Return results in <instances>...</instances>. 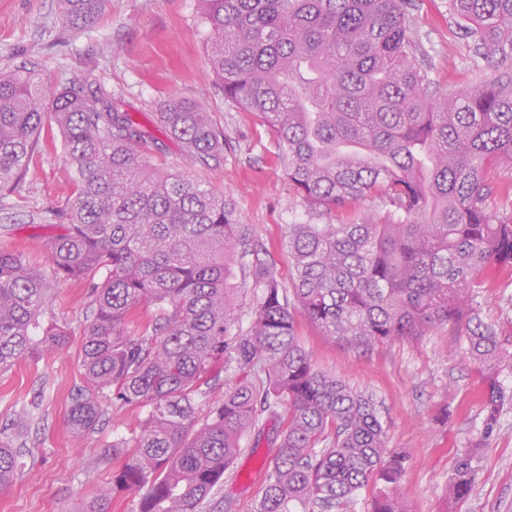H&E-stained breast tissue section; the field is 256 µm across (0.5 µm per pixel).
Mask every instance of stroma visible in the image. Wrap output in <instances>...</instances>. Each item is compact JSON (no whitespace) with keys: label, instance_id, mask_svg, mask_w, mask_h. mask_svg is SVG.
I'll use <instances>...</instances> for the list:
<instances>
[{"label":"stroma","instance_id":"stroma-1","mask_svg":"<svg viewBox=\"0 0 512 512\" xmlns=\"http://www.w3.org/2000/svg\"><path fill=\"white\" fill-rule=\"evenodd\" d=\"M417 56L424 63L430 98L465 90L483 77L448 0H409ZM198 0H112L81 30L70 33L57 13V0H0V72L38 70L46 90L90 72L112 89L125 110L147 127L156 106L173 96L196 100L224 130L221 164H199L191 179L223 194L238 222L260 240L290 285L291 260L284 246L290 224H339L346 214L311 209L292 188L278 149L254 114L225 101L208 62ZM76 194L75 176L64 159L58 128L46 117L40 148L19 192L0 195L4 244L35 268L47 270L49 243L57 230L52 211ZM476 302L482 318L495 325L512 352V268L487 267ZM91 285H58L43 308V323L63 327L70 343L37 359L20 361L0 375V428L27 411L25 466L11 487L0 490V512H72L107 490L114 462L106 452L130 437L147 410L109 408L97 430L75 442L68 412L83 384L81 340L92 314ZM296 333L316 365L354 388L372 393L388 421L387 444L407 452L402 484L405 512H445L446 485L460 448L476 441L482 428L484 373L464 351V338L450 327L427 335L387 341L361 352L331 342L304 317ZM244 452L224 474V487L205 512H254L262 494L256 476L267 446L243 438ZM480 476L457 512H512V408L504 411L497 435L478 459Z\"/></svg>","mask_w":512,"mask_h":512}]
</instances>
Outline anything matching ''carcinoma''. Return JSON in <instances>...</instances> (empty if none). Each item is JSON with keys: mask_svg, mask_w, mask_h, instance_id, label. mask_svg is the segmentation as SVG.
<instances>
[{"mask_svg": "<svg viewBox=\"0 0 512 512\" xmlns=\"http://www.w3.org/2000/svg\"><path fill=\"white\" fill-rule=\"evenodd\" d=\"M200 2L219 91L266 127L304 202L331 215L374 196L397 221L288 225L287 289L224 195L151 165L143 149L152 133L111 90L84 74L48 97L37 70L1 73L0 191L22 184L48 114L77 191L52 214L64 223L50 273L0 249V375L69 342L62 330L40 329L41 311L54 284L87 281L84 385L68 424L80 440L110 403L149 407L130 440L112 443V457H123L112 492L139 494L138 512H203L250 434L269 448L255 512H334L372 480L381 482L373 512H403L407 456L387 447L376 398L315 364L296 315L353 350L437 326L464 331L485 374L480 442L492 439L512 402L499 380L509 352L480 317L475 291L488 265L512 267V216L487 206V171L512 166V0H448L488 73L433 102L407 0ZM105 7L59 0L71 28ZM156 118L183 162L223 158L224 130L196 101L163 100ZM241 250L254 256L245 333L232 272ZM145 303L154 317L132 332ZM226 370L239 382L216 399ZM23 466L15 437L0 432V489ZM477 476L471 446L457 456L448 504L464 500Z\"/></svg>", "mask_w": 512, "mask_h": 512, "instance_id": "obj_1", "label": "carcinoma"}]
</instances>
